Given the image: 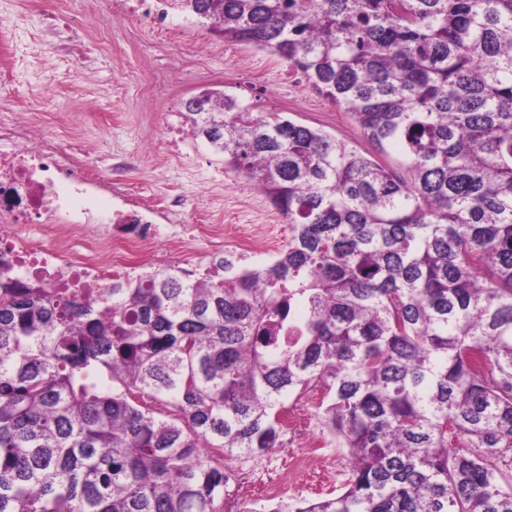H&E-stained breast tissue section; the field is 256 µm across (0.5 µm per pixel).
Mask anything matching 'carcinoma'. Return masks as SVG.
I'll return each instance as SVG.
<instances>
[{"instance_id":"carcinoma-1","label":"carcinoma","mask_w":512,"mask_h":512,"mask_svg":"<svg viewBox=\"0 0 512 512\" xmlns=\"http://www.w3.org/2000/svg\"><path fill=\"white\" fill-rule=\"evenodd\" d=\"M177 5L375 153L203 92L194 136L288 221L271 260L88 294L0 262V512H223L224 457L281 447L316 386L349 474L294 512H512V0Z\"/></svg>"}]
</instances>
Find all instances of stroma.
Listing matches in <instances>:
<instances>
[{
	"label": "stroma",
	"instance_id": "stroma-1",
	"mask_svg": "<svg viewBox=\"0 0 512 512\" xmlns=\"http://www.w3.org/2000/svg\"><path fill=\"white\" fill-rule=\"evenodd\" d=\"M8 34L30 56L24 70L0 84V97L28 113L38 133L87 150V173L117 185L130 204L166 215L173 199L186 205L155 252L141 259L206 266L212 257L243 253L252 238L261 243L252 262L272 259L288 242L285 218L251 182L224 167V157L206 141H173L182 126L184 100L204 90L237 97L253 112H281L323 128L363 152L371 144L346 112L316 92L282 59L231 43L198 28L185 32L178 48L138 20L112 16L110 42L86 31L78 51L57 59L67 33L55 30L39 0H0ZM207 226L204 234L196 226Z\"/></svg>",
	"mask_w": 512,
	"mask_h": 512
}]
</instances>
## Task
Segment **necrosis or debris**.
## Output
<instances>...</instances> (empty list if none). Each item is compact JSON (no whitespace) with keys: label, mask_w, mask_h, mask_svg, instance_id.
I'll list each match as a JSON object with an SVG mask.
<instances>
[{"label":"necrosis or debris","mask_w":512,"mask_h":512,"mask_svg":"<svg viewBox=\"0 0 512 512\" xmlns=\"http://www.w3.org/2000/svg\"><path fill=\"white\" fill-rule=\"evenodd\" d=\"M171 3L112 0V10L149 20L175 47L180 32L196 21L175 11ZM12 109L9 100L0 98V256L12 260L15 272L32 280L44 279L51 288L60 278L76 281L84 289L96 287L113 277L112 259L96 249V241L106 240L110 248L124 247L136 255L156 246L163 231L153 212L125 209L102 197L99 185L86 176L78 150L39 138L27 118L13 115ZM105 224L120 225V235L103 237ZM50 229L64 231L71 242H86L84 253L72 257L64 250L39 248L33 233ZM283 420L295 437V451L276 452L273 463L237 471L224 493V512H240L257 490L272 504L287 498V485L276 477L280 471L300 481L334 483L336 458L309 439L298 409L288 410Z\"/></svg>","instance_id":"obj_1"}]
</instances>
